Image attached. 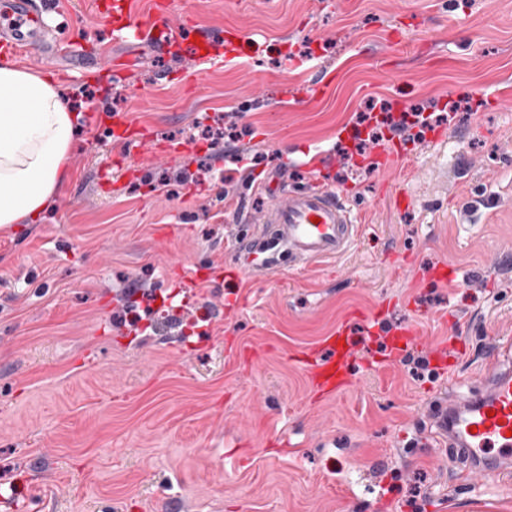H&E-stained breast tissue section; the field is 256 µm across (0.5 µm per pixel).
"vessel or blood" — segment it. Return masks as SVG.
<instances>
[{
  "label": "vessel or blood",
  "mask_w": 512,
  "mask_h": 512,
  "mask_svg": "<svg viewBox=\"0 0 512 512\" xmlns=\"http://www.w3.org/2000/svg\"><path fill=\"white\" fill-rule=\"evenodd\" d=\"M132 0H102L115 30L134 29L152 50L166 51L177 42L186 56L202 58L207 36L161 19L160 11L141 16ZM43 23L34 0H0V43L12 52L32 49L43 38ZM361 220L347 194L326 187L283 190L278 179L267 185V202L259 216L245 218L233 237L235 265L251 282L281 273L286 262L302 268L347 254L360 235ZM354 334L350 322L321 340L305 371L314 385L333 392L349 381L353 368ZM440 447L448 448L463 471L459 484L479 475L500 482L512 473V338L490 344L479 377L465 390L453 391L430 409Z\"/></svg>",
  "instance_id": "vessel-or-blood-1"
}]
</instances>
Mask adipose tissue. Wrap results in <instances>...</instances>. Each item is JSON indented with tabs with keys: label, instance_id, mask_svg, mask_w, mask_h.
Masks as SVG:
<instances>
[{
	"label": "adipose tissue",
	"instance_id": "1",
	"mask_svg": "<svg viewBox=\"0 0 512 512\" xmlns=\"http://www.w3.org/2000/svg\"><path fill=\"white\" fill-rule=\"evenodd\" d=\"M52 78L0 63V227L36 219L61 187L81 132Z\"/></svg>",
	"mask_w": 512,
	"mask_h": 512
}]
</instances>
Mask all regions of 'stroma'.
Returning <instances> with one entry per match:
<instances>
[{
  "instance_id": "stroma-1",
  "label": "stroma",
  "mask_w": 512,
  "mask_h": 512,
  "mask_svg": "<svg viewBox=\"0 0 512 512\" xmlns=\"http://www.w3.org/2000/svg\"><path fill=\"white\" fill-rule=\"evenodd\" d=\"M95 2L36 0L56 49L14 58L51 73L86 134L39 217L0 229V512H512L495 484L451 482L425 417L512 336V257L492 252L512 241V107L492 104L512 85V0H165L213 37L203 61L153 56ZM381 105L437 111L442 141L342 163ZM116 113L151 147L115 142ZM219 126L247 160L210 142ZM252 165L344 190L360 241L297 278L236 280ZM186 166L212 184L179 185ZM445 259L457 279L433 277ZM180 261L210 270L195 303L136 330L125 289L168 294ZM354 314L377 325L347 386L317 392L299 359ZM411 322L436 380L371 362Z\"/></svg>"
}]
</instances>
